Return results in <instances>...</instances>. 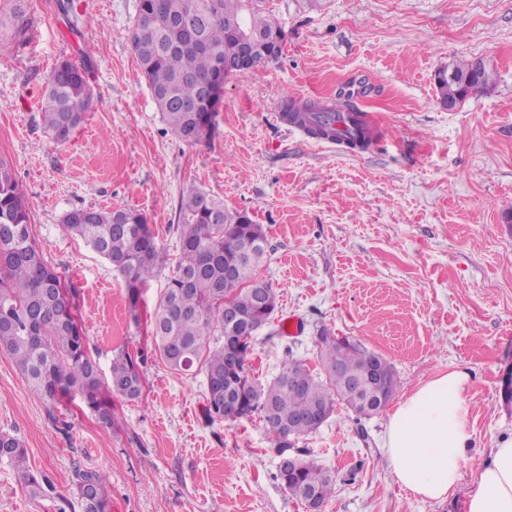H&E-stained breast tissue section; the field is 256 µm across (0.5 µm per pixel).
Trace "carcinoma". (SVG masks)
<instances>
[{
    "instance_id": "cac0c4a2",
    "label": "carcinoma",
    "mask_w": 512,
    "mask_h": 512,
    "mask_svg": "<svg viewBox=\"0 0 512 512\" xmlns=\"http://www.w3.org/2000/svg\"><path fill=\"white\" fill-rule=\"evenodd\" d=\"M264 0H139L131 43L151 95L171 133L188 146L208 141L215 129L222 99L209 98V88L240 74L235 59L244 36L257 39L251 66L255 70L275 59L283 49L285 33L265 11ZM194 8L211 16L196 34L176 26V20ZM277 44V51L266 46ZM478 59L449 63L458 82L435 76L438 97L464 100L490 92L496 70ZM88 70L65 59L47 79L42 105L45 132L65 143L80 127L92 105ZM299 115L313 130L328 134L340 121L339 113L315 101L303 104ZM29 214L12 166L0 159V351L16 364L25 383L47 403L79 398L99 422L114 425L112 397L136 401L142 397L144 358L122 349L112 356L110 378L103 382L88 352L87 336L78 314L79 293L57 268L49 264L29 231ZM65 229L82 238L124 278L131 320L139 325L142 290L156 276L159 252L146 216L134 208L74 207L62 216ZM180 254L167 278L152 324L161 360L181 374H205V414L212 420L237 422L261 415L278 439L280 454L290 439L316 432L312 415L325 409L329 418L337 405L358 416V399L347 390L357 373L378 374L380 392L390 402L397 388L393 365L380 353L323 328L317 334L322 372L289 359L266 386L250 376L247 356L252 332L264 325L277 307V293L259 279L266 254V235L245 212H231L202 189L181 198L175 228ZM238 313L230 327L224 305ZM238 403L237 415L224 402ZM0 461L8 462L27 493L46 497L51 483L29 469L27 448L15 435L0 433ZM275 479L294 498L314 494L323 505L334 493L335 476L307 459L299 468L277 469ZM74 499L58 497L55 512H112L110 485L105 473L78 468L72 477Z\"/></svg>"
}]
</instances>
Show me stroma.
<instances>
[{
  "label": "stroma",
  "instance_id": "stroma-1",
  "mask_svg": "<svg viewBox=\"0 0 512 512\" xmlns=\"http://www.w3.org/2000/svg\"><path fill=\"white\" fill-rule=\"evenodd\" d=\"M79 32L57 0H0V158L7 160L45 260L80 292L79 315L101 377L114 349L147 352L145 395L113 398L103 427L77 403L49 405L0 351V432L20 437L31 470L70 495L76 469L106 473L112 512H306L275 480L276 439L257 416L209 421L205 377L169 370L145 322L178 254L173 226L194 187L262 224L259 270L278 295L251 339V376L267 383L287 357L318 366L316 333L361 341L393 365L396 399L453 369L466 371L471 446L454 495L428 499L394 479L388 412L356 420L337 408L294 453L336 477L323 512H464L490 451L512 435V0H266L286 34L282 56L224 83L212 139L187 146L163 122L131 47L138 0H73ZM30 19L12 33L15 10ZM485 58L495 88L443 107L434 75ZM87 67L94 90L83 124L62 145L41 122L57 61ZM382 132L360 154L314 144L274 118L285 96L342 100ZM132 207L153 230L160 261L130 322L124 279L62 214ZM295 318L299 332H282ZM0 512H52L0 461Z\"/></svg>",
  "mask_w": 512,
  "mask_h": 512
}]
</instances>
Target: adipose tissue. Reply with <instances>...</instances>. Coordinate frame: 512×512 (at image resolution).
<instances>
[{
    "label": "adipose tissue",
    "mask_w": 512,
    "mask_h": 512,
    "mask_svg": "<svg viewBox=\"0 0 512 512\" xmlns=\"http://www.w3.org/2000/svg\"><path fill=\"white\" fill-rule=\"evenodd\" d=\"M466 372L434 377L390 413L387 457L396 482L416 495L448 497L471 446L464 392ZM464 512H512V437L491 452L469 490Z\"/></svg>",
    "instance_id": "obj_1"
}]
</instances>
